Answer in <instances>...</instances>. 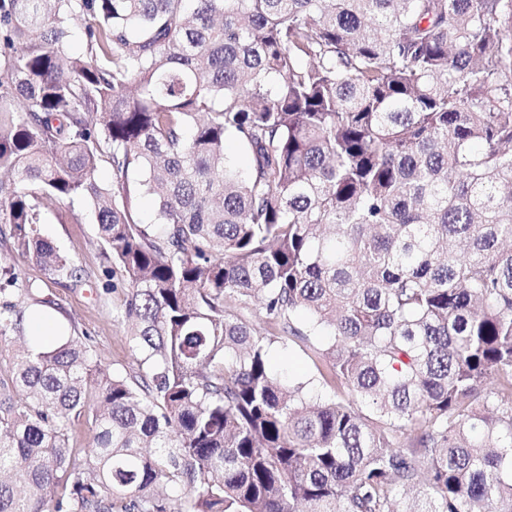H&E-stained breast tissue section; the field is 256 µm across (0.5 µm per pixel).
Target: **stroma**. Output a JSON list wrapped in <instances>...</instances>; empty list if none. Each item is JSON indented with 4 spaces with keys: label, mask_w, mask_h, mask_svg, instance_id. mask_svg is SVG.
Listing matches in <instances>:
<instances>
[{
    "label": "stroma",
    "mask_w": 512,
    "mask_h": 512,
    "mask_svg": "<svg viewBox=\"0 0 512 512\" xmlns=\"http://www.w3.org/2000/svg\"><path fill=\"white\" fill-rule=\"evenodd\" d=\"M41 236L65 258L87 273L82 282L62 287L47 280L29 255L0 252V271L9 270L20 279L40 282L52 305L47 313L60 335L78 328L93 339L94 358L108 372H129L137 367L126 336L128 328L116 313L126 296V284L118 267L102 255L93 210L76 199L53 206L39 226ZM270 361L275 377L284 384L307 381L315 376L310 351L300 343L274 344Z\"/></svg>",
    "instance_id": "1"
}]
</instances>
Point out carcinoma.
<instances>
[{"label":"carcinoma","mask_w":512,"mask_h":512,"mask_svg":"<svg viewBox=\"0 0 512 512\" xmlns=\"http://www.w3.org/2000/svg\"><path fill=\"white\" fill-rule=\"evenodd\" d=\"M74 198L138 368L0 360V512H512V0H0V249L82 281L37 227ZM10 283L1 344L47 303ZM322 333L332 396L279 384ZM310 356V351L302 343L289 342L288 345L275 343L270 352L275 377L282 384L312 381L316 371Z\"/></svg>","instance_id":"obj_1"}]
</instances>
